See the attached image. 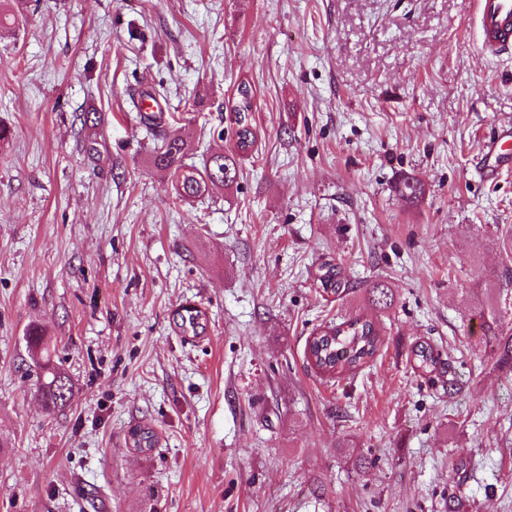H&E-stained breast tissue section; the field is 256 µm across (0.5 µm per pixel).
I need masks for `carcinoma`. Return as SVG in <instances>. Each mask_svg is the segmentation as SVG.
<instances>
[{
	"mask_svg": "<svg viewBox=\"0 0 512 512\" xmlns=\"http://www.w3.org/2000/svg\"><path fill=\"white\" fill-rule=\"evenodd\" d=\"M143 122L154 132V147L150 155L154 167L167 172L176 190V199L188 201L200 198L210 188L221 185L233 187L239 176L241 161L253 156L257 136L252 120L243 115L235 132L237 148L229 152L210 154L202 165L186 162L185 140L179 135L163 132V113L142 115ZM396 191L408 202L418 201L423 193L422 184L410 177L401 179ZM369 299L388 309L393 304V293L382 283L370 288ZM480 328L484 343L495 357L494 368L504 378L512 380V329L505 330L494 312L480 314ZM26 343L41 375L35 384L36 395L49 413L64 409L71 397L72 384L68 375L52 360L47 336L38 327L29 329ZM381 347V334L376 323L355 317L340 323H327L311 334L306 341V357L317 373L332 381L357 372L374 359Z\"/></svg>",
	"mask_w": 512,
	"mask_h": 512,
	"instance_id": "carcinoma-1",
	"label": "carcinoma"
}]
</instances>
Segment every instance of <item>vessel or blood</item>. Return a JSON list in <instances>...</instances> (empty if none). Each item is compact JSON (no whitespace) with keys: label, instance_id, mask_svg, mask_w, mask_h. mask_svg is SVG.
Segmentation results:
<instances>
[{"label":"vessel or blood","instance_id":"1","mask_svg":"<svg viewBox=\"0 0 512 512\" xmlns=\"http://www.w3.org/2000/svg\"><path fill=\"white\" fill-rule=\"evenodd\" d=\"M472 25L483 54L497 58L512 56V0H475ZM483 150L486 162L480 168L482 176L494 175L499 164L512 163V137L492 136Z\"/></svg>","mask_w":512,"mask_h":512}]
</instances>
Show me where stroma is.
Returning <instances> with one entry per match:
<instances>
[{
	"mask_svg": "<svg viewBox=\"0 0 512 512\" xmlns=\"http://www.w3.org/2000/svg\"><path fill=\"white\" fill-rule=\"evenodd\" d=\"M30 6L0 36V512H512V382L478 318L512 328V174L478 170L512 126V58L479 51L472 0ZM241 81L257 152L233 189L174 203L137 98L166 91L197 164L234 143ZM358 315L377 356L322 377L307 338ZM34 324L73 382L52 415Z\"/></svg>",
	"mask_w": 512,
	"mask_h": 512,
	"instance_id": "35a3bbf8",
	"label": "stroma"
}]
</instances>
